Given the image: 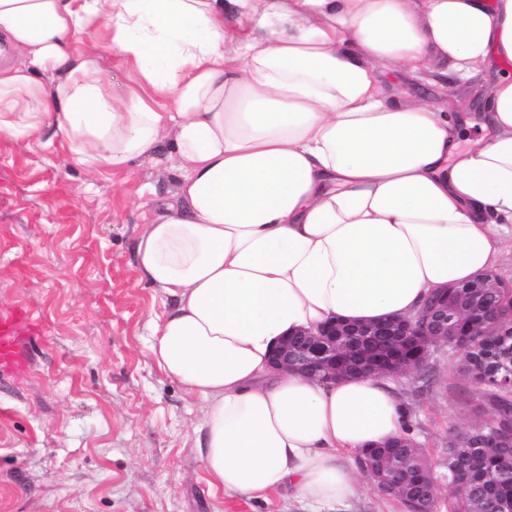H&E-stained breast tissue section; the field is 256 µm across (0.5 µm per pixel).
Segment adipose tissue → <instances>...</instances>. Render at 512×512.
<instances>
[{
	"instance_id": "adipose-tissue-1",
	"label": "adipose tissue",
	"mask_w": 512,
	"mask_h": 512,
	"mask_svg": "<svg viewBox=\"0 0 512 512\" xmlns=\"http://www.w3.org/2000/svg\"><path fill=\"white\" fill-rule=\"evenodd\" d=\"M104 48L121 90L100 78ZM489 66L486 109L463 118L376 76ZM0 134L47 137L92 173L173 150L137 269L173 301L152 351L203 406L208 483L330 512L407 410L393 379L321 382L272 353L493 270L512 240V0H0Z\"/></svg>"
}]
</instances>
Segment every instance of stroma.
I'll list each match as a JSON object with an SVG mask.
<instances>
[{
    "label": "stroma",
    "instance_id": "stroma-1",
    "mask_svg": "<svg viewBox=\"0 0 512 512\" xmlns=\"http://www.w3.org/2000/svg\"><path fill=\"white\" fill-rule=\"evenodd\" d=\"M491 81L380 77L454 112ZM177 180L167 152L89 176L54 148L0 134V305H23L42 328L28 374L0 375V512H303L284 491L250 501L209 487L201 404L152 356L164 305L140 279L134 244L142 205ZM398 393L431 458L433 512H447L448 434L490 409L444 350Z\"/></svg>",
    "mask_w": 512,
    "mask_h": 512
}]
</instances>
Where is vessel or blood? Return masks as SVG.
<instances>
[{"mask_svg":"<svg viewBox=\"0 0 512 512\" xmlns=\"http://www.w3.org/2000/svg\"><path fill=\"white\" fill-rule=\"evenodd\" d=\"M41 335L40 326L23 307L0 308V369L23 378L27 369V348Z\"/></svg>","mask_w":512,"mask_h":512,"instance_id":"obj_1","label":"vessel or blood"}]
</instances>
